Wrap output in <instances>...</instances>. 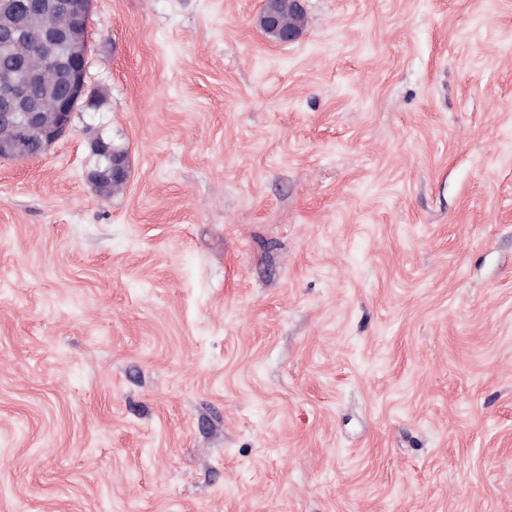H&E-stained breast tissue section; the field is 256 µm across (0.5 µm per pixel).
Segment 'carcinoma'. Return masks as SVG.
<instances>
[{
	"instance_id": "carcinoma-1",
	"label": "carcinoma",
	"mask_w": 512,
	"mask_h": 512,
	"mask_svg": "<svg viewBox=\"0 0 512 512\" xmlns=\"http://www.w3.org/2000/svg\"><path fill=\"white\" fill-rule=\"evenodd\" d=\"M19 2L17 21L24 29L25 36L23 42L17 45H0V80L11 77L25 84L29 99L39 107L42 124L49 127L55 121L56 104L62 93V84L70 61L73 55L83 51V34L76 27L74 16L51 8V0ZM277 10L281 27L305 30L306 13L295 8L294 0H277ZM52 31L64 34L66 39L53 50L57 58L56 68L43 71V38ZM17 140L24 144L23 158H32L37 154V143L32 135L15 124H0V144ZM110 147L115 165L111 166L100 158L89 175L96 191L105 196L122 192L130 175L127 151L113 143Z\"/></svg>"
}]
</instances>
